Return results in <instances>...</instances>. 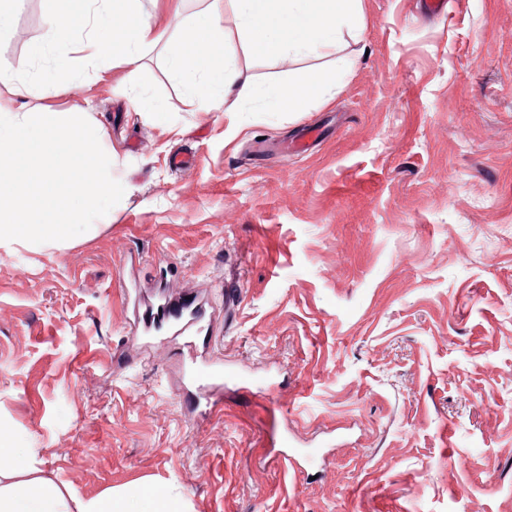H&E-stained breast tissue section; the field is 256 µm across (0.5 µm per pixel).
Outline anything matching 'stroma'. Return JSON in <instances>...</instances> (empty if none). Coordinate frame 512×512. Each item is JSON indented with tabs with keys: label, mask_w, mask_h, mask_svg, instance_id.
I'll return each mask as SVG.
<instances>
[{
	"label": "stroma",
	"mask_w": 512,
	"mask_h": 512,
	"mask_svg": "<svg viewBox=\"0 0 512 512\" xmlns=\"http://www.w3.org/2000/svg\"><path fill=\"white\" fill-rule=\"evenodd\" d=\"M53 6L19 0L0 38L17 79ZM228 51L272 86L354 65L299 112L205 111L160 47L0 95L87 113L125 188L64 250L0 249L16 447L85 496L175 486L191 512H512V0H361L336 56ZM187 286L230 379L138 325Z\"/></svg>",
	"instance_id": "obj_1"
}]
</instances>
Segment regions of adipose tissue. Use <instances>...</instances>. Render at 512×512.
I'll list each match as a JSON object with an SVG mask.
<instances>
[{"label":"adipose tissue","instance_id":"1","mask_svg":"<svg viewBox=\"0 0 512 512\" xmlns=\"http://www.w3.org/2000/svg\"><path fill=\"white\" fill-rule=\"evenodd\" d=\"M140 0H60L47 17L49 40L32 45L31 59L51 49L62 55L39 77L42 92L56 91L87 67L120 61L134 64L145 49L164 46L170 69L207 111L218 112L226 97L257 102L271 112H297L311 94H333L340 70L311 72L305 79L265 86L242 78L226 50L230 38L225 12H232L238 34L272 56L310 57L335 50L345 24L355 20L360 0H211L189 23L144 18ZM127 21L116 27L114 12ZM193 53H186V46ZM0 512H187L182 491L142 483L105 489L84 498L59 477L45 473L37 451L17 448L0 423Z\"/></svg>","mask_w":512,"mask_h":512}]
</instances>
